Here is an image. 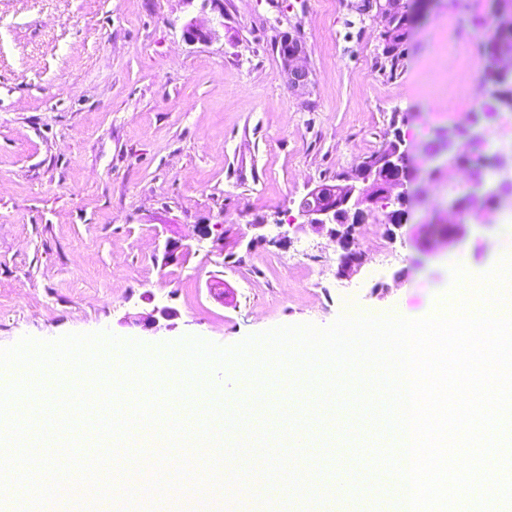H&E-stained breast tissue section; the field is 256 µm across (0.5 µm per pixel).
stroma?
I'll list each match as a JSON object with an SVG mask.
<instances>
[{
    "label": "stroma",
    "mask_w": 512,
    "mask_h": 512,
    "mask_svg": "<svg viewBox=\"0 0 512 512\" xmlns=\"http://www.w3.org/2000/svg\"><path fill=\"white\" fill-rule=\"evenodd\" d=\"M364 2L0 0V348L101 331L151 348L231 346L351 309L417 319L449 289L452 264L481 275L511 250L512 197L495 223L448 222L473 170L485 193L512 179V110L478 124L469 166H449L445 140L475 108L451 74L489 71L480 46L500 0H436L408 21L395 70ZM191 22L212 39L188 40ZM288 33L308 49L303 95L282 73ZM396 132L416 200L396 240L375 215L357 230L360 249L381 240L386 261L337 278L336 243L289 221L310 189ZM163 307L173 318L148 325ZM334 417L356 440L329 426L310 445L325 456L320 512H336L340 476L357 512H390V474L355 478L369 427L349 410Z\"/></svg>",
    "instance_id": "stroma-1"
}]
</instances>
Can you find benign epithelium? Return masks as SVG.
I'll use <instances>...</instances> for the list:
<instances>
[{
  "label": "benign epithelium",
  "instance_id": "benign-epithelium-1",
  "mask_svg": "<svg viewBox=\"0 0 512 512\" xmlns=\"http://www.w3.org/2000/svg\"><path fill=\"white\" fill-rule=\"evenodd\" d=\"M398 0H385L379 7L384 21L383 37H389L393 18L400 14ZM282 72L291 90L304 94L312 84V73L306 63L307 47L299 38L288 34L278 43ZM396 136L385 141L374 156L362 161L352 173L334 185L320 184L310 190L299 203V213L313 230H328L340 248L337 275L349 279L367 262L365 252L356 247L357 225L374 213L380 199H391L397 208L390 211L387 234L396 238L405 222L404 182L407 176L406 151Z\"/></svg>",
  "mask_w": 512,
  "mask_h": 512
}]
</instances>
